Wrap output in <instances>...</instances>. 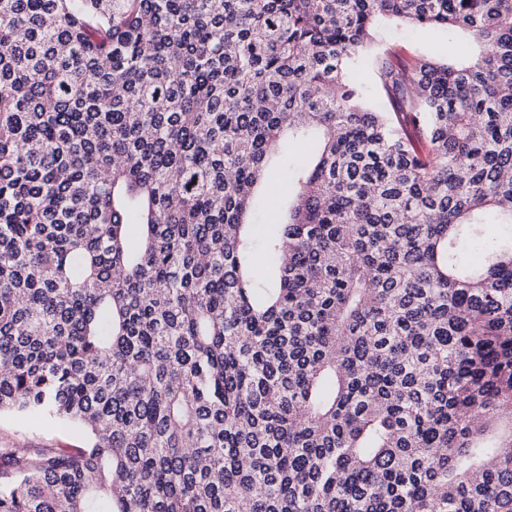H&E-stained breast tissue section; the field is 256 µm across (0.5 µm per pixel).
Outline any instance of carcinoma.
<instances>
[{
    "instance_id": "1",
    "label": "carcinoma",
    "mask_w": 512,
    "mask_h": 512,
    "mask_svg": "<svg viewBox=\"0 0 512 512\" xmlns=\"http://www.w3.org/2000/svg\"><path fill=\"white\" fill-rule=\"evenodd\" d=\"M509 172L512 0H0V512H512ZM398 46L405 54H418L435 61H446L458 54V46L448 33L430 27L388 26L380 34L376 49ZM288 189V174L280 169L279 162L273 160L267 171L261 195L264 206L255 224L253 233L261 241L282 218V202ZM86 442L80 427L50 425L32 416L0 415V448H76Z\"/></svg>"
}]
</instances>
